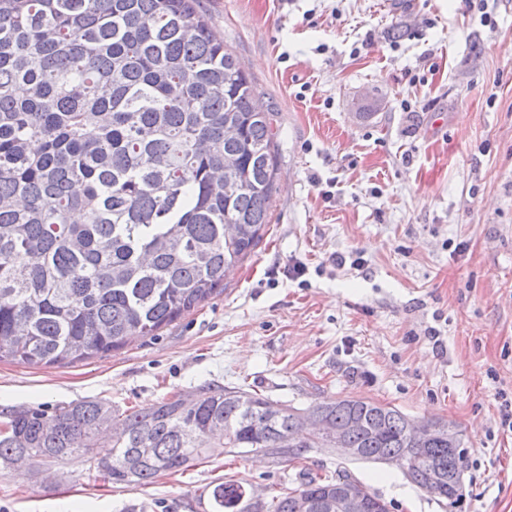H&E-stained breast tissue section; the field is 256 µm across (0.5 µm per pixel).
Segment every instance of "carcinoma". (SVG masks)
<instances>
[{
    "label": "carcinoma",
    "mask_w": 512,
    "mask_h": 512,
    "mask_svg": "<svg viewBox=\"0 0 512 512\" xmlns=\"http://www.w3.org/2000/svg\"><path fill=\"white\" fill-rule=\"evenodd\" d=\"M24 93H19V90ZM196 0H0V360L55 365L155 336L224 288L269 224L277 171L272 113ZM80 212L84 221L71 217ZM206 386L121 413L105 400L4 413L0 467L83 458L109 482L144 485L210 448L300 459V410ZM346 429L358 459L412 447L407 416L363 399L308 407ZM361 429L348 428L351 419ZM410 479L454 508L448 471L468 468L462 433L430 423ZM342 478L302 474L251 512L319 508ZM237 481L211 512H243Z\"/></svg>",
    "instance_id": "carcinoma-1"
}]
</instances>
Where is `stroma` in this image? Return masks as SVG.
<instances>
[{"label":"stroma","mask_w":512,"mask_h":512,"mask_svg":"<svg viewBox=\"0 0 512 512\" xmlns=\"http://www.w3.org/2000/svg\"><path fill=\"white\" fill-rule=\"evenodd\" d=\"M274 115L270 222L224 289L163 328L67 366L0 362V412L144 406L201 386L304 409L326 398L454 423L461 512H512V0H198ZM0 471V512H210L235 480L271 501L349 476L389 512H448L383 462L213 448L151 483L88 462Z\"/></svg>","instance_id":"35a3bbf8"}]
</instances>
